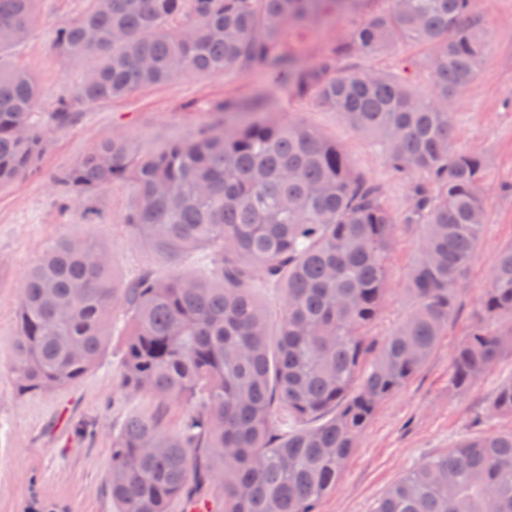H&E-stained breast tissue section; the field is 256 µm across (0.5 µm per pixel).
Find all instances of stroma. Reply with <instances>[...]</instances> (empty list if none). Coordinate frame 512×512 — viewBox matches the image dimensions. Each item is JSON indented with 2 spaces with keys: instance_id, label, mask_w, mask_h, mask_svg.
I'll use <instances>...</instances> for the list:
<instances>
[{
  "instance_id": "35a3bbf8",
  "label": "stroma",
  "mask_w": 512,
  "mask_h": 512,
  "mask_svg": "<svg viewBox=\"0 0 512 512\" xmlns=\"http://www.w3.org/2000/svg\"><path fill=\"white\" fill-rule=\"evenodd\" d=\"M87 6L88 0H40L36 26L11 52L13 62L30 70L42 85L41 111H51L55 99L69 94L83 75L82 64L65 61L54 51L52 32ZM388 7L389 0H362L355 11L327 13L307 28L287 27L274 50L302 66L315 65L347 39L355 24ZM473 12L487 34V55L473 84L454 98L452 110L455 146L481 155L485 163L487 222L476 259L459 285L456 310L444 336L421 370L380 405L317 512H374L388 489L429 457L468 436L512 430V418L488 412L499 384L512 379V356L501 358L465 391L449 384L454 350L476 320L478 299L494 259L512 244V0H474ZM357 65L409 72L426 92L434 86L426 52L412 44H397ZM261 92L274 96L277 119L306 122L336 140L355 169L382 186L391 211L407 208V178L395 173L370 140L336 113L313 98L293 95L287 77L279 74H188L122 99L78 105L71 126L52 128L37 171L0 189V512H24L34 484L42 494L66 501L71 512H118L107 483L112 433L130 415L151 406L148 396L121 389L122 344L117 339L110 340L97 367L78 383L33 397L20 396L16 390L10 366L17 301L26 272L51 246L73 232L83 233L110 254L114 278L120 283L156 263L146 248L130 242L123 223L125 187L116 185L91 199L73 200L63 211L53 174L113 132L127 133L149 147L208 124L216 100L246 102ZM419 237L417 226L402 224L397 229L387 258L383 313L369 330L374 342H382L411 311L405 286ZM83 419L97 423L95 434L86 439L72 431L73 423Z\"/></svg>"
}]
</instances>
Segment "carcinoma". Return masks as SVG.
Instances as JSON below:
<instances>
[{
    "label": "carcinoma",
    "mask_w": 512,
    "mask_h": 512,
    "mask_svg": "<svg viewBox=\"0 0 512 512\" xmlns=\"http://www.w3.org/2000/svg\"><path fill=\"white\" fill-rule=\"evenodd\" d=\"M40 0H0V188L44 153L47 122L75 104L124 98L189 73H285L402 175L419 172L397 215L380 185L314 127L272 118L271 94L244 109L216 101L213 120L144 148L114 134L54 183L62 202L114 185L130 191V239L158 260L195 258L160 279L142 271L115 285L109 254L80 236L56 244L26 274L11 375L18 393L66 388L122 338L121 386L154 398L112 435L108 474L118 512H316L336 488L383 401L421 369L456 309L487 220L480 155L455 147L449 103L482 66L487 36L473 0H391L318 64L302 67L271 44L287 25L360 0H90L59 24L53 46L92 58L73 95L36 111L37 78L10 61L37 23ZM395 43L428 50L435 93L382 70L336 67ZM401 224L421 228L406 294L412 310L375 355L367 332L386 293V259ZM269 288L278 306L254 294ZM512 354V245L500 250L479 318L452 359L464 391ZM183 405L179 424L164 412ZM490 413L512 416V380ZM28 512H69L31 492ZM375 512H512V430L460 440L406 472Z\"/></svg>",
    "instance_id": "cac0c4a2"
}]
</instances>
